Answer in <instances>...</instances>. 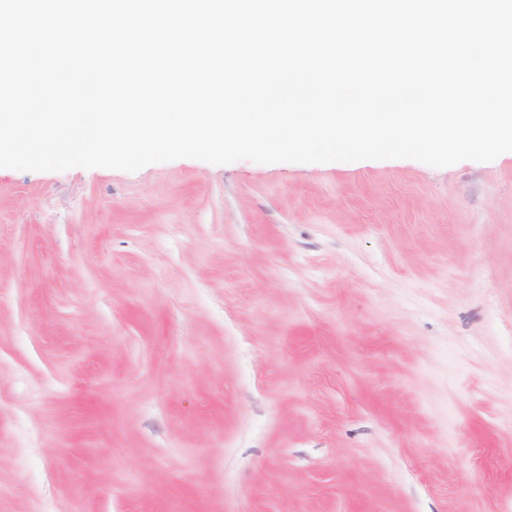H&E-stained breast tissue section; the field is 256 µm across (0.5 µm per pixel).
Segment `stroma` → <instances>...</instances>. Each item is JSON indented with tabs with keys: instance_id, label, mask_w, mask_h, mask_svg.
Returning a JSON list of instances; mask_svg holds the SVG:
<instances>
[{
	"instance_id": "obj_1",
	"label": "stroma",
	"mask_w": 512,
	"mask_h": 512,
	"mask_svg": "<svg viewBox=\"0 0 512 512\" xmlns=\"http://www.w3.org/2000/svg\"><path fill=\"white\" fill-rule=\"evenodd\" d=\"M0 512H512V157L0 168Z\"/></svg>"
}]
</instances>
